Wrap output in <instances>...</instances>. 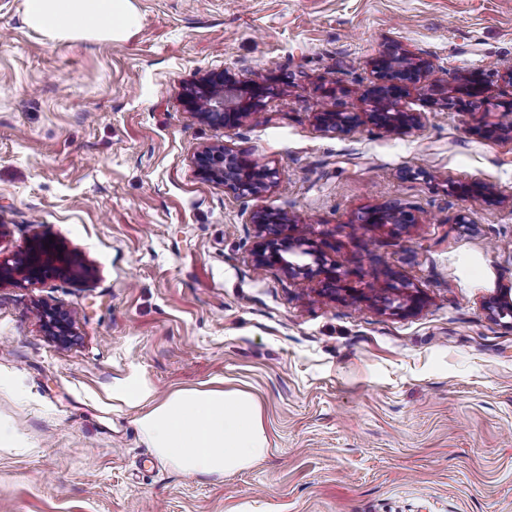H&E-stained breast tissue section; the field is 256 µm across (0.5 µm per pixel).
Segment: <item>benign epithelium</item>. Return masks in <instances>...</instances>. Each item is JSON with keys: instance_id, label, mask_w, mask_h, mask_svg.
<instances>
[{"instance_id": "benign-epithelium-1", "label": "benign epithelium", "mask_w": 512, "mask_h": 512, "mask_svg": "<svg viewBox=\"0 0 512 512\" xmlns=\"http://www.w3.org/2000/svg\"><path fill=\"white\" fill-rule=\"evenodd\" d=\"M412 71V78L423 76L429 69L425 61L413 63L407 55L388 51L380 61L373 62V71L381 84L374 88L381 111L371 113V118L391 132L399 133L414 126L418 116L412 112H401L397 102L402 97L406 84L402 71ZM268 91L263 77L258 74L236 76L229 72L207 74L192 85L184 95L189 111L214 127L224 129L240 125L243 119L261 111L262 100ZM355 112H325L318 116L325 129L345 132L358 121ZM197 175L205 181L221 184L224 189L239 197L258 196L274 183V171L260 168L244 160L221 144L204 147L195 157ZM411 214L396 209H374L369 212V224H410ZM251 223L259 225L265 236L253 252L257 268L265 269L278 265L290 274L307 276L323 274L336 281V273L326 267L322 252L313 248L303 238H291L283 225L288 223L285 213L264 210L252 215ZM96 269L76 249H70L59 240L47 236L32 237L19 253L0 258V287L3 285H34L46 277L57 275L73 283L82 284L94 278ZM394 312H413L421 307L422 298L418 289L409 283L396 289ZM485 308L493 317H512V291L505 289L485 302ZM46 335L57 343L67 345L75 336L76 318L69 312L37 306Z\"/></svg>"}]
</instances>
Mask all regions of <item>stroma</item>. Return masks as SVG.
Segmentation results:
<instances>
[{
	"label": "stroma",
	"instance_id": "35a3bbf8",
	"mask_svg": "<svg viewBox=\"0 0 512 512\" xmlns=\"http://www.w3.org/2000/svg\"><path fill=\"white\" fill-rule=\"evenodd\" d=\"M120 41L55 42L0 0V255L37 234L82 252L83 285L0 288V512H512V0H132ZM430 64L373 123L372 64ZM256 71L261 112L224 130L184 88ZM483 93L466 95L472 75ZM356 112L347 133L318 113ZM221 144L274 170L234 197L193 164ZM481 182L487 199L466 194ZM398 204L404 228L362 223ZM284 210L358 303L324 280L253 268V213ZM407 281L424 303L386 309ZM74 313L62 346L35 313ZM138 372L156 398L215 381L253 394L269 454L221 480L160 462L113 398Z\"/></svg>",
	"mask_w": 512,
	"mask_h": 512
}]
</instances>
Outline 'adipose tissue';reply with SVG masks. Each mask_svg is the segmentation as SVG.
Wrapping results in <instances>:
<instances>
[{
	"instance_id": "1",
	"label": "adipose tissue",
	"mask_w": 512,
	"mask_h": 512,
	"mask_svg": "<svg viewBox=\"0 0 512 512\" xmlns=\"http://www.w3.org/2000/svg\"><path fill=\"white\" fill-rule=\"evenodd\" d=\"M21 7L28 27L53 41H117L138 22L132 0H21ZM116 393L133 404L149 402L138 429L157 457L183 474L221 479L269 451L261 406L247 392L186 389L155 403L151 388L133 376Z\"/></svg>"
}]
</instances>
